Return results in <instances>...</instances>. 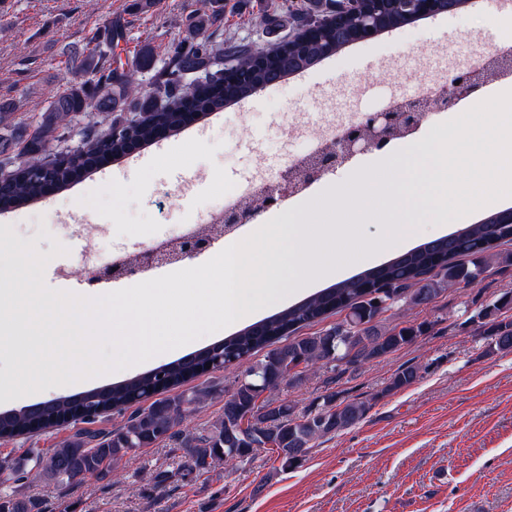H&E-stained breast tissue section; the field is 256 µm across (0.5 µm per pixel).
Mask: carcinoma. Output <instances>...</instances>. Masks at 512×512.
<instances>
[{
    "label": "carcinoma",
    "instance_id": "cac0c4a2",
    "mask_svg": "<svg viewBox=\"0 0 512 512\" xmlns=\"http://www.w3.org/2000/svg\"><path fill=\"white\" fill-rule=\"evenodd\" d=\"M338 0H296L284 9L282 16L263 15L273 28L288 27V36L276 40L268 48L254 47L222 38V17L214 11L193 15L185 32L179 35L165 67L156 68L153 42L145 40L131 58L122 63L114 58V48L124 39L125 27L117 22L106 31L95 34L79 49L67 52L69 78L64 92L53 94L44 111L30 122H16V103L0 97V210L20 206L43 195L42 172L46 154L54 143L66 141L69 124L90 112L109 121L101 132L93 126L85 128L81 148L86 159L77 164L70 152L57 157L53 177L58 186L78 178L82 170L93 164L97 153L117 155L127 151V141L152 140L154 129L165 128L177 133L187 123V116L198 117L224 109L232 101L241 100L256 87L276 76L307 69L317 59L296 49L303 29L317 24L316 35L330 45L345 42L347 33L361 22L370 5L361 2L351 9L345 24L327 21ZM376 22L389 29L411 22L403 11L376 12ZM237 70L226 77L212 71L225 62ZM153 73L150 86L141 89L138 79ZM210 73L213 82L194 83L187 78ZM165 97V106L157 108L155 96ZM131 112L148 113L147 122L133 121ZM512 216V207L500 210L488 219L470 224L456 232L411 248L379 265L367 268L339 281L286 309L257 321L211 345L200 362L211 363L220 370L234 367L255 352L268 349L258 363L259 376L247 370L230 398L224 402V416L210 431L198 439L193 448V466L205 467L207 461L227 458L228 462H244L256 451L241 437L254 430L263 431L257 439L258 449L271 452L290 468L305 456L310 443L354 424L365 414L363 401H336L328 395L323 407L298 415L285 400L274 399V392L287 382L282 373L300 365L323 364L330 359L352 357L370 360L390 354L414 341L427 326H403L381 329L377 318L392 307L391 301L411 293V301L426 304L450 288L461 284L475 286L493 266H512V252L500 250L512 242V223L503 224L504 215ZM390 289L383 297L387 305L378 308L368 296ZM346 310L345 320L316 336H298L296 332L332 314ZM512 310V294L505 293L497 301L483 306L475 317L487 326L486 334L493 348L512 350V320L501 317ZM199 373L187 369L176 360L144 374L109 387L94 388L99 413L90 422L122 409L129 401H150L145 408L133 412L127 421L107 431L78 430L52 452L32 448L25 467L65 485L71 476L84 473L106 476L126 455L139 448H149L172 434L176 420L210 395L206 389L191 388L173 398L157 394L185 386ZM418 378V369L407 366L399 370L387 386L397 391ZM75 414L74 397L50 399L30 412L28 409L0 412V438H14L47 431L63 424L62 418ZM34 502L20 494L0 497V512H34Z\"/></svg>",
    "mask_w": 512,
    "mask_h": 512
}]
</instances>
